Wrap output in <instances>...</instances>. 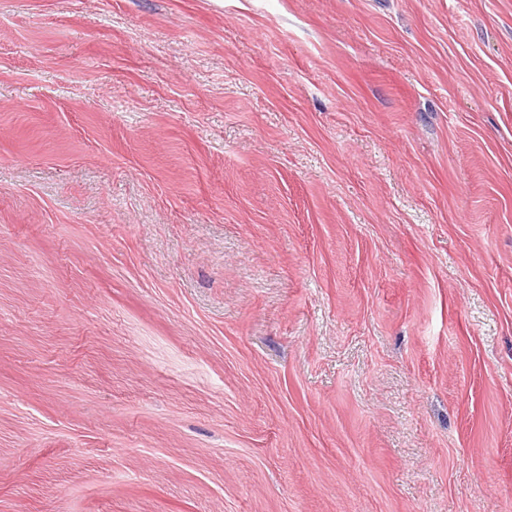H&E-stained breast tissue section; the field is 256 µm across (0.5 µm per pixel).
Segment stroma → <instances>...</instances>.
Instances as JSON below:
<instances>
[{"label":"stroma","mask_w":512,"mask_h":512,"mask_svg":"<svg viewBox=\"0 0 512 512\" xmlns=\"http://www.w3.org/2000/svg\"><path fill=\"white\" fill-rule=\"evenodd\" d=\"M0 512H512V0H0Z\"/></svg>","instance_id":"35a3bbf8"}]
</instances>
